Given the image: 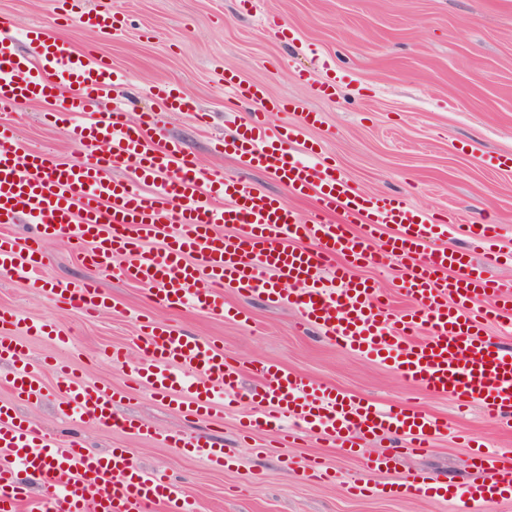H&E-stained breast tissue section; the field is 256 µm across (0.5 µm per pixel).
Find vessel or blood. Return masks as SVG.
Listing matches in <instances>:
<instances>
[{
  "mask_svg": "<svg viewBox=\"0 0 512 512\" xmlns=\"http://www.w3.org/2000/svg\"><path fill=\"white\" fill-rule=\"evenodd\" d=\"M79 27L108 32L120 25L116 13L82 10ZM37 65L16 55L10 39L0 40V110H17L68 89L59 109L44 119L62 126L80 150L63 163L29 149L0 126V273L23 275L42 287L43 242L72 238L84 260L102 272H117L132 284L154 289L158 304L186 305L236 319L225 289L258 295L294 307L302 324L315 327L337 346L396 370L410 384L448 397L460 407H480L488 416L512 421V351L496 347L485 331L489 322L512 318V280L491 269L504 256L492 246L493 224H474L470 237L482 247L481 261L470 252L431 247L448 227L395 196H370L351 188L317 143L298 144L297 128L269 130L267 112L287 103L267 101L261 86H241L226 77L238 101L254 104L247 124L214 142L215 152L240 165L262 169L297 197L311 196L315 208L296 216L282 201L250 183L203 168L176 142L157 145L154 112L130 122L126 112L98 113L112 96L118 77L92 50L48 36L42 27L26 30ZM343 211L345 222H330ZM34 224L33 235L10 232L18 219ZM362 223L354 234L350 224ZM235 226L222 234L218 225ZM397 233L371 247L380 225ZM404 260L409 268L399 291L409 300L393 312L374 283L353 278L356 265L383 266ZM57 305L94 316L111 300L91 280L55 283ZM142 363L131 366L128 382L144 384L185 416L199 419L215 404L234 411L241 400L235 360L214 341L185 334L168 323L143 317ZM0 360L9 362V383L26 401L37 399L40 365L24 361L21 345L0 336ZM63 384L62 416L111 426L134 435L150 434L144 423L118 415L115 394L52 366ZM262 389L249 401L255 411L247 434L274 432L296 440L310 435L330 447L352 451L357 441L386 435L395 447L383 450L375 466L390 467L402 456L430 447L446 428L439 417L322 388L273 362L253 366ZM188 455L223 468L224 451L197 437L169 435ZM473 458L483 479L460 489L474 505L486 497L512 494V463L474 443ZM286 469L304 478L336 481V473L314 459L284 458ZM39 495H31L30 485ZM427 475L400 484L404 497L439 494ZM0 512H198L196 502L166 474L136 468L124 448L97 453L78 443L48 437L12 406L0 404Z\"/></svg>",
  "mask_w": 512,
  "mask_h": 512,
  "instance_id": "b4317fda",
  "label": "vessel or blood"
}]
</instances>
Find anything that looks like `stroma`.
Instances as JSON below:
<instances>
[{
  "label": "stroma",
  "instance_id": "obj_1",
  "mask_svg": "<svg viewBox=\"0 0 512 512\" xmlns=\"http://www.w3.org/2000/svg\"><path fill=\"white\" fill-rule=\"evenodd\" d=\"M86 8L123 14V28L107 33L78 31L56 17L54 0H0V37L9 36L16 53L31 58L21 33L39 24L76 50L92 46L123 81L112 94L113 106L130 118L159 115L154 138L177 141L203 167L231 177H246L264 193L284 199L297 215L314 207L310 198L289 196L273 175L243 171L230 156L214 152L215 138L249 119L248 107L233 99L224 78L264 88L269 99H288L302 110L319 112L321 121L303 126L300 112H273L270 128L298 126L302 140L321 144L352 187L370 195H393L412 206L447 217L448 231L436 244L451 250L471 247L472 224L501 225L496 248L509 255L495 276L512 278V167L496 156H512V0H83ZM277 17L278 26L265 24ZM335 82L336 94L317 88ZM169 85L191 96L209 114L199 126L189 112H171L151 89ZM55 103H36L0 111V124L13 126L26 146L67 162L77 150L65 133L44 123ZM46 288L0 275V307L16 311L22 324L7 327L33 361L65 364L98 384L125 391L118 413L150 427L153 436H135L111 427L60 417L61 391L52 375L42 380L36 404L18 403L3 380L11 371L0 362V402L19 412L60 442L78 441L97 452L128 449L144 470L164 471L198 503L199 512H455L445 497L389 494L390 484L425 473L455 488L476 483L479 474L467 446L471 436L502 459H512V425L486 416L479 408H457L447 398L410 386L394 370L343 351L315 328L301 325L298 313L262 298L225 293L247 318L227 320L188 307L157 306L147 288L127 284L111 273L83 263L69 239L44 243ZM97 279L112 309L89 317L58 307L49 284ZM149 314L169 321L191 336L217 341L245 370L241 393L257 386L248 365L275 362L314 383L383 406L402 404L439 416L448 431L425 452L407 456L397 471L368 468L369 458L389 439L366 442L356 454L322 447L312 438L284 449L274 435L263 436L262 452L243 440L241 428L252 413L214 412L196 421L182 416L150 390L126 383L122 367L106 358L125 349L132 362L139 349L136 318ZM48 320L70 345L50 337L27 335L25 323ZM201 437L223 448L229 466L214 469L181 449L164 434ZM318 456L344 481L362 480L377 494L351 496L341 484L309 481L281 466L284 453Z\"/></svg>",
  "mask_w": 512,
  "mask_h": 512
}]
</instances>
